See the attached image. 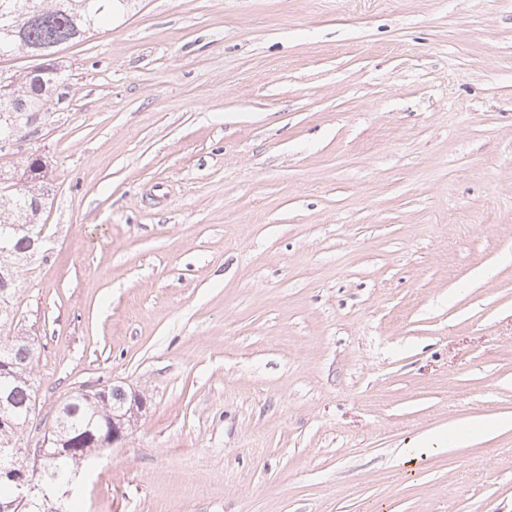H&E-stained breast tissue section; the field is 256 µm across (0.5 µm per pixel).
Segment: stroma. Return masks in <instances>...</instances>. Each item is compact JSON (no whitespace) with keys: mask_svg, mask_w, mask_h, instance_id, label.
Returning a JSON list of instances; mask_svg holds the SVG:
<instances>
[{"mask_svg":"<svg viewBox=\"0 0 512 512\" xmlns=\"http://www.w3.org/2000/svg\"><path fill=\"white\" fill-rule=\"evenodd\" d=\"M59 55L35 421L146 400L79 512H512V0H135Z\"/></svg>","mask_w":512,"mask_h":512,"instance_id":"1","label":"stroma"}]
</instances>
